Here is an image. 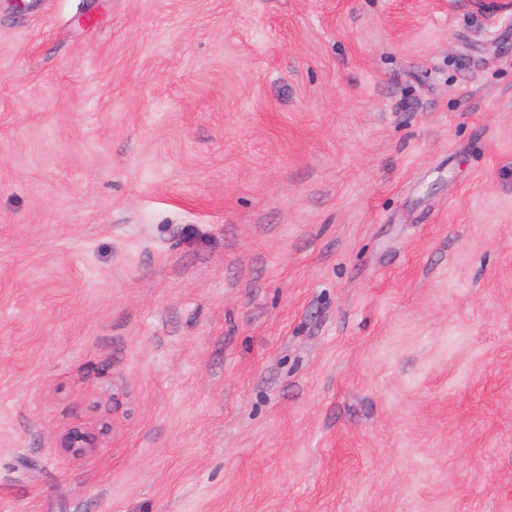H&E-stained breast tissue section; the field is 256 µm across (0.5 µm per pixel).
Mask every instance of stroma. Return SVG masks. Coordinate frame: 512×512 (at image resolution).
Returning <instances> with one entry per match:
<instances>
[{
    "mask_svg": "<svg viewBox=\"0 0 512 512\" xmlns=\"http://www.w3.org/2000/svg\"><path fill=\"white\" fill-rule=\"evenodd\" d=\"M0 512H512V0H0ZM99 447V432L82 426H72L61 432L56 437L54 446L58 454L72 459L92 454Z\"/></svg>",
    "mask_w": 512,
    "mask_h": 512,
    "instance_id": "35a3bbf8",
    "label": "stroma"
}]
</instances>
